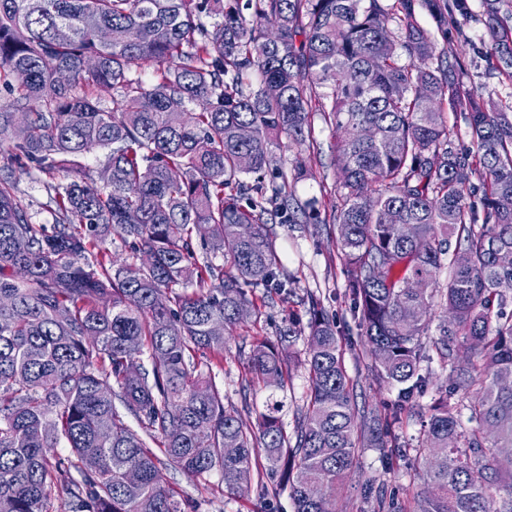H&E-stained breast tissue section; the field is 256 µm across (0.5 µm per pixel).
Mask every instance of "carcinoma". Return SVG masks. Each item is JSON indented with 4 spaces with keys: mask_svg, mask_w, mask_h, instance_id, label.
<instances>
[{
    "mask_svg": "<svg viewBox=\"0 0 512 512\" xmlns=\"http://www.w3.org/2000/svg\"><path fill=\"white\" fill-rule=\"evenodd\" d=\"M506 2L482 0L481 41L512 78ZM247 6L248 17L224 0H0V512H51L54 500L66 512H185L162 485L166 461L191 478L219 472L230 495L263 469L282 476L295 512H336L357 450L387 447L429 389L423 337L437 299L452 318L434 346L455 386L423 420L427 489L410 512H502L512 465L492 449L512 448V263L500 261L512 254V105L471 86L464 54L448 49L470 0ZM60 26L69 38L55 37ZM139 63L155 66L151 83L132 76ZM447 112L465 115L471 148H457ZM317 115L336 131L330 223L351 312L372 373L399 390L387 411H356L341 331L309 294L308 328L293 319L283 334L306 343L290 435L274 399L282 350L265 339L250 350V383L270 391L253 426L224 406L219 373L197 353L224 357L257 302L295 289L268 225L318 215L295 191ZM283 136L295 157L267 182ZM94 149L107 151L99 187L82 163ZM32 169L49 225L14 194ZM114 235L133 261L112 262Z\"/></svg>",
    "mask_w": 512,
    "mask_h": 512,
    "instance_id": "carcinoma-1",
    "label": "carcinoma"
}]
</instances>
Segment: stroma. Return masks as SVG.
Listing matches in <instances>:
<instances>
[{
  "mask_svg": "<svg viewBox=\"0 0 512 512\" xmlns=\"http://www.w3.org/2000/svg\"><path fill=\"white\" fill-rule=\"evenodd\" d=\"M483 24L479 17L462 22L459 39L470 47L465 61L468 80L474 87L501 88L511 84L498 71L492 70L481 52ZM314 137L318 152L307 162L308 175L296 186L300 200L317 199L321 217H328L336 200V177L331 146L335 133L331 125L316 120ZM272 231L284 263L299 280V286L287 302L267 305L259 322H245L227 336L224 343V403L236 410H262L267 399L264 388L248 384V353L254 339L279 343L280 332L288 325L289 316L307 322V293L325 296V306L347 340L345 367L355 382L357 408H384L397 398L396 389L381 385L371 372V359L365 352L363 338L350 311L345 278L337 258L336 238L326 228L311 224H276ZM423 459L414 454L394 459L385 466L379 449L363 448L357 465L345 484L336 492V512H372L362 494L366 482L382 484L387 498L399 504H410L423 492L425 483L419 474ZM164 484L178 489L183 499L194 502L196 512H294L287 490L263 498L257 491L242 496L225 492L219 473L193 479L173 468L162 471Z\"/></svg>",
  "mask_w": 512,
  "mask_h": 512,
  "instance_id": "35a3bbf8",
  "label": "stroma"
}]
</instances>
